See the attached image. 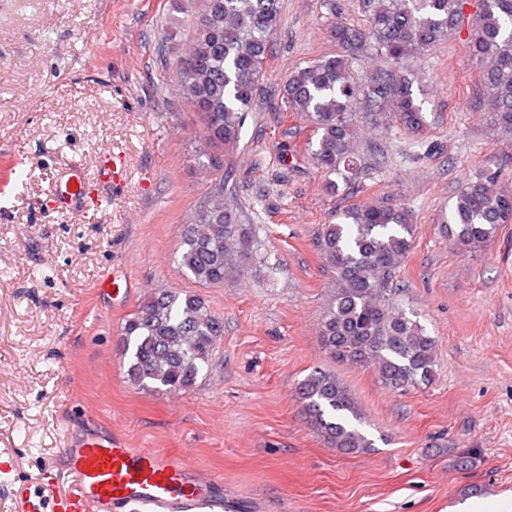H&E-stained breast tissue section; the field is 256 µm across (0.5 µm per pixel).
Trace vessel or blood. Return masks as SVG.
I'll return each instance as SVG.
<instances>
[{
    "mask_svg": "<svg viewBox=\"0 0 512 512\" xmlns=\"http://www.w3.org/2000/svg\"><path fill=\"white\" fill-rule=\"evenodd\" d=\"M124 178L121 158L106 157L94 177L75 167L52 191L59 210L100 206L110 187ZM71 485L56 487L54 466L24 486L16 485L11 460L0 458V488L15 489L21 512H230L222 480L187 469L174 455L155 448H128L115 436L90 434L63 450Z\"/></svg>",
    "mask_w": 512,
    "mask_h": 512,
    "instance_id": "obj_1",
    "label": "vessel or blood"
}]
</instances>
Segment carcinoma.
<instances>
[{
    "label": "carcinoma",
    "mask_w": 512,
    "mask_h": 512,
    "mask_svg": "<svg viewBox=\"0 0 512 512\" xmlns=\"http://www.w3.org/2000/svg\"><path fill=\"white\" fill-rule=\"evenodd\" d=\"M367 27L332 25L340 52L327 54L288 77L287 111L304 114L317 140L313 163L345 184L360 174L359 109L394 112L420 132L428 120L413 91L408 59L467 31L465 43L480 68L490 123L512 133V0H361ZM188 43L177 52L172 76L190 111L198 114L207 144L203 168L208 192L181 226L179 265L203 287L221 286L253 261L257 224H239L224 206L219 151L235 146L266 73L270 36L280 25V0H193L183 20ZM489 171L468 182L452 208L448 235L468 252L482 250L501 224H512V190ZM317 240L333 270L334 289L321 323V341L336 362L372 369L382 386L406 391L431 382L437 345L407 315L393 282L413 243L403 211L385 205L344 210ZM131 383L166 391L190 389L224 336V318L200 294L168 289L151 293L122 327ZM311 425L335 448L353 453L372 446L361 431L362 412L335 373L315 370L298 386Z\"/></svg>",
    "instance_id": "carcinoma-1"
}]
</instances>
